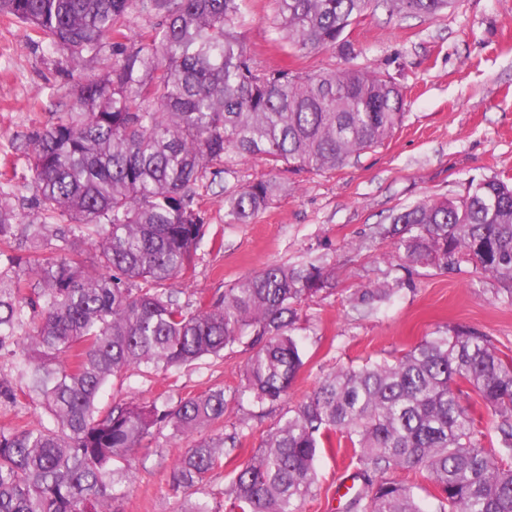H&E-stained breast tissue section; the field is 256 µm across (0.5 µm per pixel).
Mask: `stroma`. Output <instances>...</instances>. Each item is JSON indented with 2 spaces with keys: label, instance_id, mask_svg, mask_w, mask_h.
<instances>
[{
  "label": "stroma",
  "instance_id": "35a3bbf8",
  "mask_svg": "<svg viewBox=\"0 0 512 512\" xmlns=\"http://www.w3.org/2000/svg\"><path fill=\"white\" fill-rule=\"evenodd\" d=\"M273 16V0H249L241 32L260 67L310 71L349 63L390 74L404 91L406 118L383 145L341 168L283 172L288 195L252 223H226L223 177L196 192L207 232L192 265L172 284L181 302L216 300L227 285L273 263L318 261L336 278L332 293L300 306L294 335L303 345L304 366L277 406L232 399L250 355L244 343L225 350L222 360L168 377L132 373L101 395L107 406L223 387L230 396L225 425L245 417L251 430L208 479L207 498L221 510L236 470L257 452L262 437L334 369L393 360L448 327L482 332L512 358V304L498 296L497 280L467 263L448 271L411 263L397 267L388 260L389 243L378 234L402 207L462 195L470 182L492 176L512 179V0H462L430 19L403 18L378 7L351 32L349 60L331 50L292 54L274 46ZM69 72L66 52L30 41L22 24L0 23V174L19 178L12 203L24 224L36 217L27 144L54 112L76 106ZM382 281L398 283L391 299L370 314L356 310L354 289ZM46 417L34 396L0 402L3 429L20 430ZM190 444L187 438L159 436L139 461L134 491L119 502L118 512H179L186 494L173 490L170 472ZM350 457L347 448L322 451L317 488L302 512H346V488L356 473Z\"/></svg>",
  "mask_w": 512,
  "mask_h": 512
}]
</instances>
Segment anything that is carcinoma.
I'll return each mask as SVG.
<instances>
[{"instance_id": "cac0c4a2", "label": "carcinoma", "mask_w": 512, "mask_h": 512, "mask_svg": "<svg viewBox=\"0 0 512 512\" xmlns=\"http://www.w3.org/2000/svg\"><path fill=\"white\" fill-rule=\"evenodd\" d=\"M381 0H273V41L290 51L351 52L348 35ZM399 14L436 17L459 0H389ZM247 0H0L70 56L78 108L31 140L36 220L31 254L11 244L17 213L0 181V352L19 357L27 388L50 421L0 429V512H115L131 495L136 459L163 432L195 442L172 485L204 492L241 444L248 421L218 431L223 387L173 399L99 407L114 379L145 367L163 374L219 358L248 339L234 398L280 401L304 365L293 331L299 304L336 288L327 266L270 264L211 304L182 305L165 285L192 263L206 231L196 187L224 172V213L250 224L285 190L270 176L238 184L227 159L261 157L273 170H334L391 136L405 118L393 78L353 66L296 72L255 66L236 29ZM144 23L138 44L124 27ZM112 46L101 75L86 59ZM390 258L455 269L470 263L502 284L512 304V182L471 183L457 198L401 208L379 229ZM94 252L96 265L83 259ZM34 267L25 291L15 270ZM395 289L358 288L373 310ZM481 398L498 448L469 412ZM351 449L362 486L348 512H426L391 474L418 469L435 512H512V359L489 336L437 330L392 363L327 374L262 438L232 480L231 512H301L320 449Z\"/></svg>"}]
</instances>
